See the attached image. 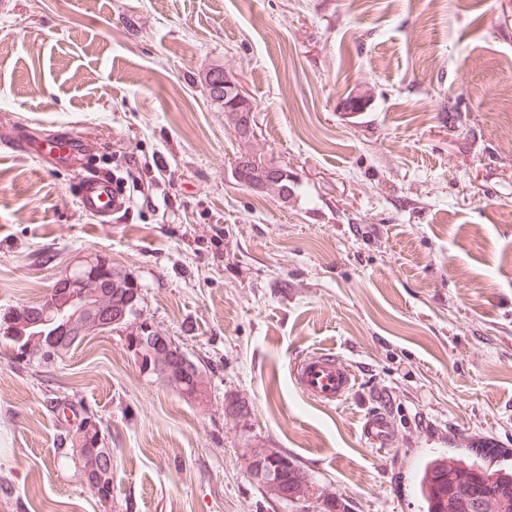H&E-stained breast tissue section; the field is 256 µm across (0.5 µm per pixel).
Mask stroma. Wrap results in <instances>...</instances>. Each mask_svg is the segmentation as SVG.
<instances>
[{
    "label": "stroma",
    "mask_w": 512,
    "mask_h": 512,
    "mask_svg": "<svg viewBox=\"0 0 512 512\" xmlns=\"http://www.w3.org/2000/svg\"><path fill=\"white\" fill-rule=\"evenodd\" d=\"M213 69L245 88L253 139ZM511 109L512 0H0V142L78 132L128 197L101 227L70 167L0 145V312L95 254L140 293L64 360L0 341V512H294L250 478L256 446L345 512H426L439 455L512 467ZM247 152L287 169L288 199L234 181ZM144 327L204 366L207 404L141 368ZM317 349L359 377L343 406L293 383ZM64 399L100 420L110 503L61 444ZM376 408L397 427L383 452L360 434ZM224 78L226 79L224 71H211L205 78V88L208 90L210 98L217 101L224 109L226 116L231 122L233 121V127L238 136L244 140L249 139L247 127L249 112H254L253 104L237 82L228 79L226 88H224ZM224 93L227 97H234V109L238 112H226V110L232 109L230 105L232 100H224Z\"/></svg>",
    "instance_id": "35a3bbf8"
}]
</instances>
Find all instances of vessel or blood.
Instances as JSON below:
<instances>
[{
  "mask_svg": "<svg viewBox=\"0 0 512 512\" xmlns=\"http://www.w3.org/2000/svg\"><path fill=\"white\" fill-rule=\"evenodd\" d=\"M60 146L66 159L79 170L76 193L81 208L97 223L110 225L126 207L124 193L110 174L93 168L77 136L67 135ZM291 375L305 397L326 407L344 403L356 387V376L349 363L328 350L308 353L294 361ZM361 434L370 447L385 448L394 442L397 430L391 416L378 409L365 417Z\"/></svg>",
  "mask_w": 512,
  "mask_h": 512,
  "instance_id": "1",
  "label": "vessel or blood"
}]
</instances>
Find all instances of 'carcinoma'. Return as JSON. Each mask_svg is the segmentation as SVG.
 <instances>
[{"mask_svg":"<svg viewBox=\"0 0 512 512\" xmlns=\"http://www.w3.org/2000/svg\"><path fill=\"white\" fill-rule=\"evenodd\" d=\"M224 72L214 70L205 78V88L210 98L227 110L226 116L233 121L239 137L248 135L247 112H232L231 100L224 98ZM234 180L242 186L254 185L261 190H278L288 197V176L279 166L268 164L261 157L246 153L237 158L232 169ZM94 287L109 296L112 316L124 319L137 313L138 287L126 276L112 271V264L102 256L94 259ZM39 306L16 307L0 313V339L8 342L20 359L36 358L43 361L61 360L85 335L75 336L63 345L61 353L54 355L43 349L57 327L40 323ZM168 366L179 375L173 388L190 402L204 404L208 399L204 371L175 343L165 347ZM65 441L70 454L80 467V477L87 487L98 489L96 498L101 502L112 500V472L100 465V460L112 454L98 420L88 412L81 414L79 422L64 426ZM276 459L264 460L261 467L249 471V475L273 497L294 506L314 500L319 512H339L341 504L323 494L314 485L308 472L292 457L277 450ZM420 495L426 512H512V470L490 468L469 463L462 458L436 457L429 460L421 472Z\"/></svg>","mask_w":512,"mask_h":512,"instance_id":"carcinoma-1","label":"carcinoma"}]
</instances>
